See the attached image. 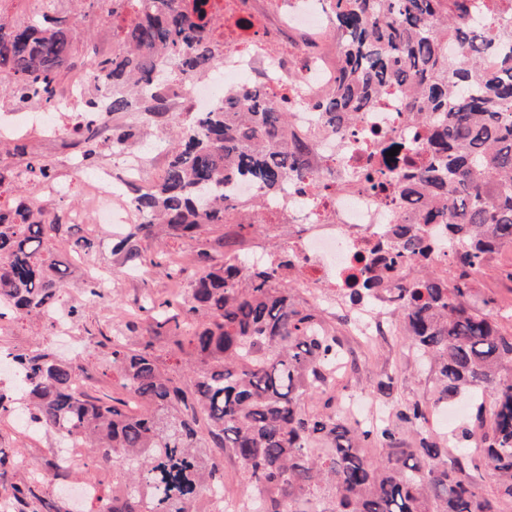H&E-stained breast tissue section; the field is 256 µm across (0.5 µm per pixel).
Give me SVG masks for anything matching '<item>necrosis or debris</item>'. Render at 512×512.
Returning a JSON list of instances; mask_svg holds the SVG:
<instances>
[{"label":"necrosis or debris","mask_w":512,"mask_h":512,"mask_svg":"<svg viewBox=\"0 0 512 512\" xmlns=\"http://www.w3.org/2000/svg\"><path fill=\"white\" fill-rule=\"evenodd\" d=\"M255 12L266 16V23L251 19L220 27L225 51L207 79L163 76V85L176 88L173 119L206 112L221 104L224 95L220 86L225 76L263 73L265 52L271 48L276 51L279 67L264 84L268 99L279 100L289 88L297 87L303 90L305 99L314 101L333 85L336 66L324 55H312L309 47L288 49L280 44L288 31L308 35L311 43L317 42L318 32L331 21L321 0H256ZM95 76L96 70L91 66L76 74L52 109L16 114L10 106L1 104L0 128L29 123L47 135H59L67 126L68 112L83 102ZM291 124L294 134L313 142L310 164L316 177L335 184L336 189L319 197L301 190L295 181H287L279 196L268 202L265 217L273 224L295 225V234L286 242L293 272L304 286L314 289V298L323 311L333 315L348 304L349 275L359 272L370 252L389 243L397 225L414 223L420 213V201H400L366 185L362 171L368 155L394 139L423 138L424 128L402 112L395 94L359 113L351 126L333 131L321 129L316 114L306 109L292 112ZM112 156L122 169L121 184H113L108 178L89 179L83 164L76 162L71 166L70 180L57 185L56 192L64 196L72 188L85 190L96 202L103 221L118 225L124 217L139 215L132 195L122 192V184L136 182L147 190L153 184V176L139 155L123 149L113 151ZM422 232L429 245L425 258H402L396 262L389 272L388 290L357 309L352 335L399 333L393 287L413 281L421 265L443 269L450 265L447 226L426 224Z\"/></svg>","instance_id":"4bbe7bcc"}]
</instances>
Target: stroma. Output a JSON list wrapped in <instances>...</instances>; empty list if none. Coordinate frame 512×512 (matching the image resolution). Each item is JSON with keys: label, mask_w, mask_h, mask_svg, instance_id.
<instances>
[{"label": "stroma", "mask_w": 512, "mask_h": 512, "mask_svg": "<svg viewBox=\"0 0 512 512\" xmlns=\"http://www.w3.org/2000/svg\"><path fill=\"white\" fill-rule=\"evenodd\" d=\"M61 9L67 17V25L76 42L75 62L94 63L107 53L112 44V30L106 26L91 25V13L83 8L79 0H64ZM112 123L130 127L138 136L131 145L132 151L142 153L146 163L154 172H162L167 157L162 149L171 135V126L155 128L145 125L141 110L122 112L112 116ZM22 141L29 154L52 160L57 179H65L69 169L67 156L72 152L73 136L61 133L59 139L52 140L38 128L28 127L22 132ZM34 201L46 211L84 209L85 215L72 231L69 241L58 245L55 254L69 266V286L61 296L62 302L72 304L81 301L79 292L81 273L78 262L73 259V241L80 237L94 239L97 244V266L112 268L122 265L121 256L112 252V243L106 235L105 226L98 224L90 215L89 201L78 192L59 197L49 191L34 193ZM171 282L164 270L154 269L151 279H133L122 277L117 288L112 291L110 302L99 305L89 304L86 319L76 332L77 347L71 348L52 338L49 322L39 316H28L10 324L0 344L17 352H26L35 348H45L64 356L77 355L94 391L116 398L124 397L125 392L113 373L110 362V350L99 343L101 335L123 336L128 346H136L139 335L125 329L129 313L145 294L157 296L166 294ZM472 286L478 299L490 301L492 307L506 311L503 327L512 326V251L500 252L496 261L483 267L472 277ZM346 351L354 352L358 359V369L354 372L338 373L337 379L345 384L347 395L355 396L371 406L384 407L393 411L403 401L430 402L436 396V380L431 369L424 366L417 354L409 349L402 337L392 336L379 339L371 351H364L356 337L343 339ZM393 372L396 387L391 396L383 397L374 390L375 382L384 372ZM56 446V437L51 432H43L36 439L24 436L17 428H0V448L7 453L22 452L26 467L0 468V491H6L15 484L36 483L37 499L31 500L27 512H68L72 508L69 488L71 480L53 474L51 450Z\"/></svg>", "instance_id": "stroma-1"}]
</instances>
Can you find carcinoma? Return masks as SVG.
Returning <instances> with one entry per match:
<instances>
[{
  "instance_id": "1",
  "label": "carcinoma",
  "mask_w": 512,
  "mask_h": 512,
  "mask_svg": "<svg viewBox=\"0 0 512 512\" xmlns=\"http://www.w3.org/2000/svg\"><path fill=\"white\" fill-rule=\"evenodd\" d=\"M50 13L23 27L0 20V67L17 77L12 97L51 106L72 66L76 47L58 0ZM343 37L333 89L305 104L327 129L357 119L388 87L403 95L405 111L428 129L429 159L396 142L394 164L377 169L399 198L419 193L426 210L394 237L395 257H422L428 246L421 224L448 226L454 271H426L394 289L409 347L429 360L437 382L434 404L455 402L465 392L487 394L473 422L441 443L428 427L430 406H397L395 419L371 425L336 411L327 375L343 363L340 338L323 326L321 310L297 303L286 273L288 254L250 266L236 249L255 220L224 194L245 180L263 201L288 177L309 185L311 146L290 131L288 104L273 106L244 85L217 106L188 118L187 132L169 142L167 167L135 200L146 221L120 236L112 251L134 269L171 262L159 233L188 242L196 273L186 296L150 297L139 306L144 323L139 347L112 343V369L120 386L139 399L138 412L79 390L77 358L33 351L7 356L21 387L0 389V425L22 406L60 440L78 438L85 448L79 472L89 482L112 468V487L89 500V512H222L207 493L225 488L228 455L250 489L252 512H498L478 489L473 472L483 466L495 478L497 499L512 502V383L501 365L512 363V334L498 313L470 305V274L493 250L512 249V0H481L484 27L472 31L473 0H327ZM144 9L133 25H116L112 56L98 62L100 93L112 114L140 102L165 117V98L151 83L155 70L201 75L223 56L215 37L218 20L207 0H112V14ZM456 44L448 53V44ZM135 133L111 128L101 138L80 135L82 160L103 140L128 144ZM16 164H0V185L19 192L0 207V319L46 316L60 305L68 266L43 252L44 241L72 229L65 213L34 208L28 187L54 180L43 158L16 143ZM21 217L16 224L13 216ZM235 224L233 236L200 243L207 226ZM381 287L365 265L350 303H366ZM173 345L188 365L175 379L161 367L157 346ZM324 395L321 408L307 400ZM383 455L368 459L363 449ZM37 497L31 485L3 495L9 512H23Z\"/></svg>"
}]
</instances>
